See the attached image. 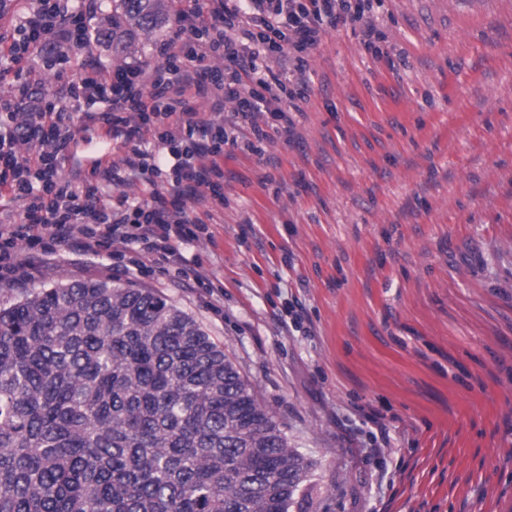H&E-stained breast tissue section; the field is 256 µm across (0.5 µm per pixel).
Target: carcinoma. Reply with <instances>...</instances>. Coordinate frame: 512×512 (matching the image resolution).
Listing matches in <instances>:
<instances>
[{"mask_svg": "<svg viewBox=\"0 0 512 512\" xmlns=\"http://www.w3.org/2000/svg\"><path fill=\"white\" fill-rule=\"evenodd\" d=\"M156 34L163 0H113ZM313 462L224 347L150 288L0 301V512H309Z\"/></svg>", "mask_w": 512, "mask_h": 512, "instance_id": "carcinoma-1", "label": "carcinoma"}]
</instances>
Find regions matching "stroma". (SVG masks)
<instances>
[{
	"label": "stroma",
	"mask_w": 512,
	"mask_h": 512,
	"mask_svg": "<svg viewBox=\"0 0 512 512\" xmlns=\"http://www.w3.org/2000/svg\"><path fill=\"white\" fill-rule=\"evenodd\" d=\"M147 59L155 39L112 48ZM381 55L344 27L304 72L294 136L225 154L192 250L208 289L58 249L31 282L150 288L223 346L297 452L315 512H512V0H379Z\"/></svg>",
	"instance_id": "1"
}]
</instances>
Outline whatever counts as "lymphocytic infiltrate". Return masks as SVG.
<instances>
[{
  "mask_svg": "<svg viewBox=\"0 0 512 512\" xmlns=\"http://www.w3.org/2000/svg\"><path fill=\"white\" fill-rule=\"evenodd\" d=\"M373 8L374 0H179L156 61H95L73 77L71 52L90 51L100 37L90 26L97 0H31L0 34V82L10 86L0 96V279H29L38 260L67 246L106 256L119 275L160 269L204 287L199 263L183 251L210 237L207 218L224 204L220 160L242 143L224 124L225 103L249 127L247 149L259 151L273 132L291 138L307 89L289 86L270 60L304 69L324 32L348 26H362L366 48H375L381 34L365 22ZM212 58L223 68L207 67ZM37 61L60 66L51 90ZM258 112L270 127L254 122ZM79 123L133 139L122 167L77 161ZM129 180L152 193L119 192Z\"/></svg>",
  "mask_w": 512,
  "mask_h": 512,
  "instance_id": "1",
  "label": "lymphocytic infiltrate"
}]
</instances>
